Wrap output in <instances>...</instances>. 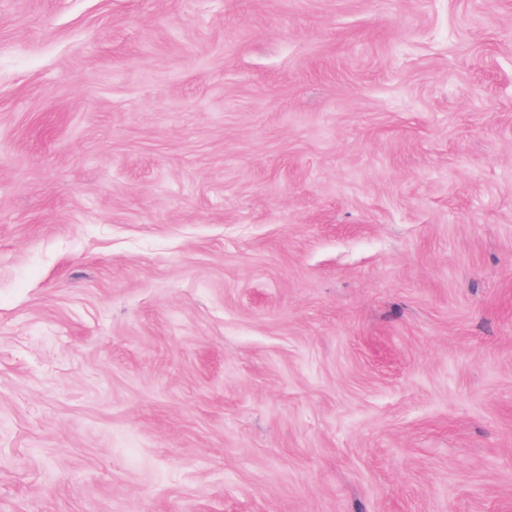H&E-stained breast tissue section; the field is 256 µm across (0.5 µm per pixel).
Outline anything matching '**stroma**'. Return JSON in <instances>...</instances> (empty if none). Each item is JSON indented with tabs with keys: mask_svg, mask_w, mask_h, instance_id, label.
I'll list each match as a JSON object with an SVG mask.
<instances>
[{
	"mask_svg": "<svg viewBox=\"0 0 512 512\" xmlns=\"http://www.w3.org/2000/svg\"><path fill=\"white\" fill-rule=\"evenodd\" d=\"M0 512H512V0H0Z\"/></svg>",
	"mask_w": 512,
	"mask_h": 512,
	"instance_id": "35a3bbf8",
	"label": "stroma"
}]
</instances>
